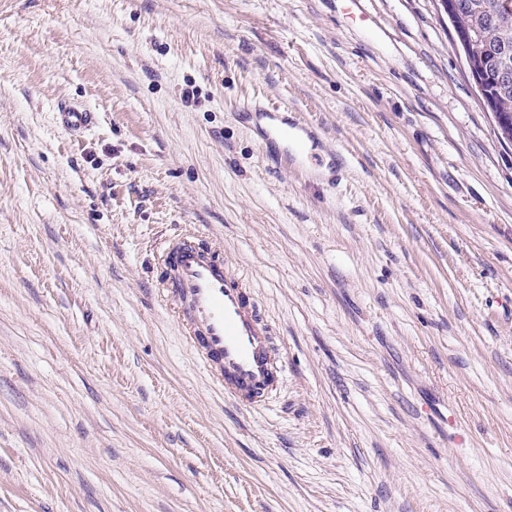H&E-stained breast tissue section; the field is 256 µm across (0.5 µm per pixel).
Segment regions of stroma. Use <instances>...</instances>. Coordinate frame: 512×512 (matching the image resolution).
<instances>
[{"label": "stroma", "instance_id": "stroma-1", "mask_svg": "<svg viewBox=\"0 0 512 512\" xmlns=\"http://www.w3.org/2000/svg\"><path fill=\"white\" fill-rule=\"evenodd\" d=\"M186 231L273 328L260 408L159 293ZM0 512H512V144L440 0H0ZM59 124L71 131L87 130L97 122V115L89 109H81L61 101L55 108ZM246 115L251 116L252 113L264 122V128H261L262 135L266 144L273 148L274 155L269 154V159L276 165L289 166L298 169L302 173L304 167L300 163L299 153H304L309 142L311 147L319 140V132L317 128L298 118L288 120V107L277 104H257L251 102L244 109ZM290 142L298 150L288 149L280 152L276 149L277 142Z\"/></svg>", "mask_w": 512, "mask_h": 512}]
</instances>
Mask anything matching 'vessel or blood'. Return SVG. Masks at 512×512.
<instances>
[{
  "instance_id": "obj_1",
  "label": "vessel or blood",
  "mask_w": 512,
  "mask_h": 512,
  "mask_svg": "<svg viewBox=\"0 0 512 512\" xmlns=\"http://www.w3.org/2000/svg\"><path fill=\"white\" fill-rule=\"evenodd\" d=\"M246 113L264 123L262 135L274 146V164L300 168L299 154L319 138L317 128L289 118L287 107L249 103ZM59 124L71 131L97 122L95 112L67 102L55 108ZM293 151H277V142ZM161 288L181 318L187 340L225 395L247 407L266 403L284 376L272 329L260 314L245 279L223 258L205 249L195 237L168 242L161 255Z\"/></svg>"
}]
</instances>
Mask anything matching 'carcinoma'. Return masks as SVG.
Masks as SVG:
<instances>
[{
	"mask_svg": "<svg viewBox=\"0 0 512 512\" xmlns=\"http://www.w3.org/2000/svg\"><path fill=\"white\" fill-rule=\"evenodd\" d=\"M460 12L452 21L456 35L469 36L468 53L473 62L485 67L489 76L486 90L495 111L504 119L497 124L500 138L512 141V81L502 85L497 76L512 74V0H460Z\"/></svg>",
	"mask_w": 512,
	"mask_h": 512,
	"instance_id": "carcinoma-1",
	"label": "carcinoma"
}]
</instances>
